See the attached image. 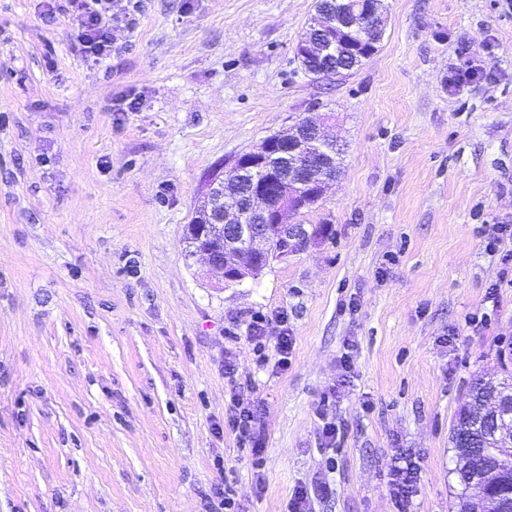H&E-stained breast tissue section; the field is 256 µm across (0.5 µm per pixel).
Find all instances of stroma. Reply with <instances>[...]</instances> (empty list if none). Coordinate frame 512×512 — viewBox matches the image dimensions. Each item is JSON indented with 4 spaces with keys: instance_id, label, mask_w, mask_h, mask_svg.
Listing matches in <instances>:
<instances>
[{
    "instance_id": "obj_1",
    "label": "stroma",
    "mask_w": 512,
    "mask_h": 512,
    "mask_svg": "<svg viewBox=\"0 0 512 512\" xmlns=\"http://www.w3.org/2000/svg\"><path fill=\"white\" fill-rule=\"evenodd\" d=\"M383 4L377 53L314 80L316 0H141L100 64L48 0H0V512H221L227 483L241 512L299 487L311 512H398L406 449L413 512H453L452 421L512 352L488 246L512 225V0ZM317 111L347 152L295 218L307 244L224 284L184 239L210 174ZM281 312L284 372L247 338ZM234 394L261 469L224 428ZM410 455L400 454L393 460L389 469L390 486L400 512L410 510L408 506L415 496L419 467Z\"/></svg>"
}]
</instances>
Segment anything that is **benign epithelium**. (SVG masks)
I'll list each match as a JSON object with an SVG mask.
<instances>
[{"label":"benign epithelium","mask_w":512,"mask_h":512,"mask_svg":"<svg viewBox=\"0 0 512 512\" xmlns=\"http://www.w3.org/2000/svg\"><path fill=\"white\" fill-rule=\"evenodd\" d=\"M351 6L336 21L311 23L308 35L299 42L298 60L323 58L337 44L330 31H354L356 18H363L365 31L357 41L346 44V52L369 59L383 38L385 22L381 0H350ZM342 148L340 141L327 137L321 125L302 118L267 136L259 147L232 161L229 171L217 170L208 184L209 203L204 214H195L186 226V240L192 257H200L224 283L255 278L275 256L284 257L307 242L306 233L294 216L305 209L308 199L323 196L335 175L326 173L321 161ZM247 182L244 201L228 194L230 182ZM479 456L465 453L458 459L462 472L478 468L471 477L474 512L493 508L484 491L498 481L500 469Z\"/></svg>","instance_id":"obj_1"}]
</instances>
